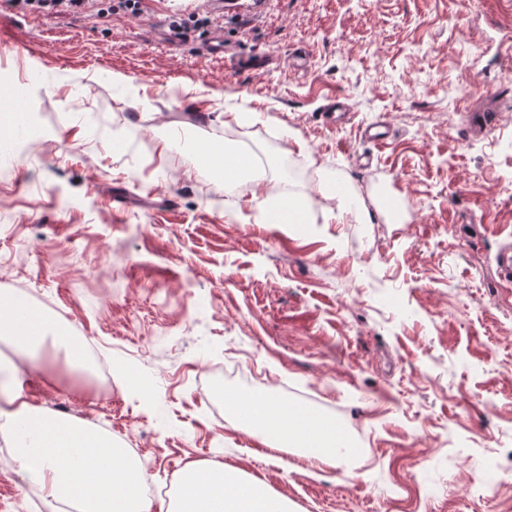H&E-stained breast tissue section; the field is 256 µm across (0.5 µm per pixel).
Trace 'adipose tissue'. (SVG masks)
Instances as JSON below:
<instances>
[{
	"label": "adipose tissue",
	"instance_id": "1",
	"mask_svg": "<svg viewBox=\"0 0 512 512\" xmlns=\"http://www.w3.org/2000/svg\"><path fill=\"white\" fill-rule=\"evenodd\" d=\"M199 163L223 171L225 183L247 180L261 185L267 173L262 165L242 158L225 140L214 137ZM8 333L20 352L53 345L67 364L82 360L79 346L51 325L36 308L25 321L0 315V333ZM26 374L12 369L0 409V435L13 442L19 469L52 502L76 504L79 512H150L142 493L137 462L111 434L60 417L33 404L25 392ZM245 427L259 429L277 445L300 449L308 460L339 465L346 457L345 439L335 423L297 407L283 410L281 401L239 395L231 405ZM176 512H288L287 502L263 485L241 478L223 465L187 466L180 476Z\"/></svg>",
	"mask_w": 512,
	"mask_h": 512
}]
</instances>
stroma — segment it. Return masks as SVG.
<instances>
[{
    "mask_svg": "<svg viewBox=\"0 0 512 512\" xmlns=\"http://www.w3.org/2000/svg\"><path fill=\"white\" fill-rule=\"evenodd\" d=\"M250 2L0 0V94L19 92L0 291L94 338L116 383L98 398L57 361L33 366L32 399L90 413L173 483L221 464L292 512H512V288L493 260L512 239V0ZM215 35L225 56L202 55ZM377 120L381 145L361 136ZM210 133L269 173L262 199L234 190L235 218L223 176L190 164ZM332 183L365 223L336 221ZM285 193L300 222H264ZM240 393L335 420L356 471L271 450L229 420ZM25 485L0 438V512H50ZM11 2L21 8L46 12L59 13L69 12L79 14L84 12L94 0H11Z\"/></svg>",
    "mask_w": 512,
    "mask_h": 512,
    "instance_id": "35a3bbf8",
    "label": "stroma"
}]
</instances>
